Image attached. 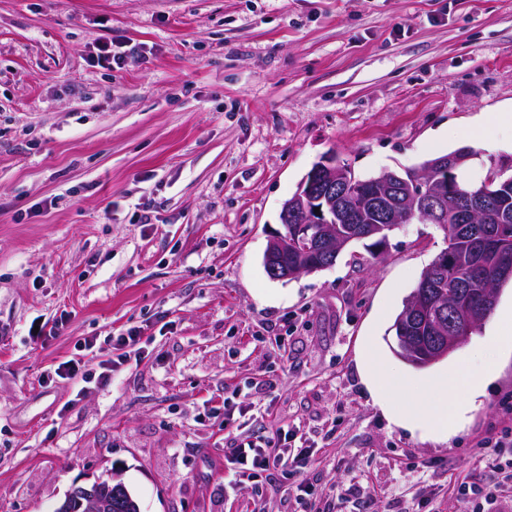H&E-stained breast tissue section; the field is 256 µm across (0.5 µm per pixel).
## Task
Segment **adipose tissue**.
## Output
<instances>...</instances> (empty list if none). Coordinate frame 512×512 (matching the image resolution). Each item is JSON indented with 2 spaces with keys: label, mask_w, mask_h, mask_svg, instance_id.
I'll list each match as a JSON object with an SVG mask.
<instances>
[{
  "label": "adipose tissue",
  "mask_w": 512,
  "mask_h": 512,
  "mask_svg": "<svg viewBox=\"0 0 512 512\" xmlns=\"http://www.w3.org/2000/svg\"><path fill=\"white\" fill-rule=\"evenodd\" d=\"M362 380L375 403L395 426L445 440L452 426L461 424L475 398L482 392L481 374L462 371L455 379L440 375L431 382V395L426 402L414 400L404 388L386 390L382 384L385 365L375 347H365L359 356Z\"/></svg>",
  "instance_id": "adipose-tissue-1"
}]
</instances>
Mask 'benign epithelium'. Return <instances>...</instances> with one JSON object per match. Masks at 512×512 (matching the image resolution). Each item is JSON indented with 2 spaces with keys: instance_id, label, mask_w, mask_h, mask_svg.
Segmentation results:
<instances>
[{
  "instance_id": "7a95c632",
  "label": "benign epithelium",
  "mask_w": 512,
  "mask_h": 512,
  "mask_svg": "<svg viewBox=\"0 0 512 512\" xmlns=\"http://www.w3.org/2000/svg\"><path fill=\"white\" fill-rule=\"evenodd\" d=\"M470 159L471 155L467 153L454 154L406 169L401 175L385 171L376 182L403 196V218L416 216L421 222L430 214L445 218L448 213L456 212L452 189L455 170ZM362 191V182L355 172L335 154L328 153L315 163L294 195L281 207L279 219L283 230L270 236L263 255L270 277L285 280L313 269L309 260L288 265V254L299 246V235L288 234V220L296 215L302 216L306 224L320 225L319 233L305 241V253L334 260L346 246V242L336 236V224L338 220L347 218L350 197ZM403 318L409 323L421 319L427 324L428 337L424 343L415 345L405 341L400 344L404 354L426 362L447 356L469 338L472 329L467 306L448 299L440 285L435 283H426L414 293ZM111 482L105 492L97 483L89 488H75L54 512H73L76 508L83 512H108L112 505H119L130 498L117 474H112Z\"/></svg>"
}]
</instances>
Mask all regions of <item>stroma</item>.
Returning <instances> with one entry per match:
<instances>
[{"label":"stroma","instance_id":"1","mask_svg":"<svg viewBox=\"0 0 512 512\" xmlns=\"http://www.w3.org/2000/svg\"><path fill=\"white\" fill-rule=\"evenodd\" d=\"M107 39L129 57L91 66ZM511 106L512 0H0V512H52L113 472L141 512H301L284 469L254 492L224 479L241 428L222 407L258 382L253 430L314 449L315 512H456L512 404V349L488 319L428 367L397 355L443 231L413 221L380 259L357 242L289 281L262 256L325 154L370 177L478 132L498 148L461 169L477 183L512 162ZM131 326L144 353L110 381L57 375ZM370 343L420 400L439 374L495 369L436 442L373 402Z\"/></svg>","mask_w":512,"mask_h":512}]
</instances>
